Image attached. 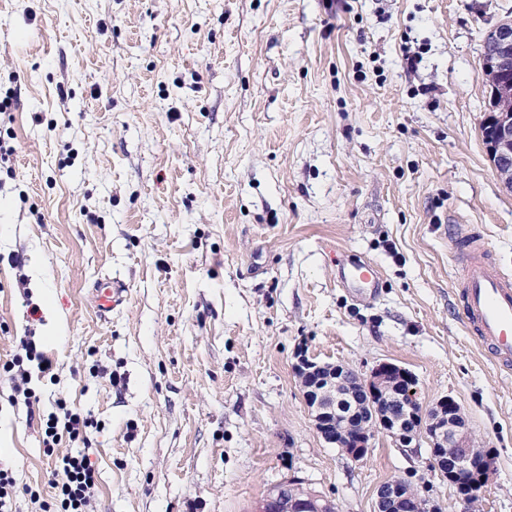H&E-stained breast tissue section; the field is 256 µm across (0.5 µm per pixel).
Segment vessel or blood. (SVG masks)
<instances>
[{"mask_svg":"<svg viewBox=\"0 0 512 512\" xmlns=\"http://www.w3.org/2000/svg\"><path fill=\"white\" fill-rule=\"evenodd\" d=\"M468 253L461 274L460 315L474 334L490 363L512 370V274L492 261L485 241L477 235L467 240ZM341 287L361 291L377 287L379 273L369 265L341 267Z\"/></svg>","mask_w":512,"mask_h":512,"instance_id":"vessel-or-blood-1","label":"vessel or blood"}]
</instances>
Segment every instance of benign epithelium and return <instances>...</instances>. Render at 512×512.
<instances>
[{
    "mask_svg": "<svg viewBox=\"0 0 512 512\" xmlns=\"http://www.w3.org/2000/svg\"><path fill=\"white\" fill-rule=\"evenodd\" d=\"M487 39L496 46L482 59L481 74L492 84L495 106L488 109L482 126L486 148L501 183L512 191V18L495 23ZM295 373L304 399L323 439L359 460L376 434L404 446L425 439L434 467L458 494L461 502L477 500L492 471V458L470 443L464 414L450 396L430 409L416 398L411 375L393 363H381L366 378L341 364H322L300 357ZM266 512H336L276 487L268 496ZM375 512H438V508L407 482L395 480L377 492Z\"/></svg>",
    "mask_w": 512,
    "mask_h": 512,
    "instance_id": "7a95c632",
    "label": "benign epithelium"
}]
</instances>
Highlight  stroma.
I'll list each match as a JSON object with an SVG mask.
<instances>
[{
	"instance_id": "obj_1",
	"label": "stroma",
	"mask_w": 512,
	"mask_h": 512,
	"mask_svg": "<svg viewBox=\"0 0 512 512\" xmlns=\"http://www.w3.org/2000/svg\"><path fill=\"white\" fill-rule=\"evenodd\" d=\"M512 0H0V466L53 490L43 418L89 433L95 512H257L295 477L338 512L404 480L512 512V372L464 328L461 231L512 272V192L481 134ZM352 260L375 294L338 287ZM123 303L95 306L103 281ZM33 339L53 362L25 361ZM405 368L493 470L464 505L427 444L355 461L316 431L300 356Z\"/></svg>"
}]
</instances>
